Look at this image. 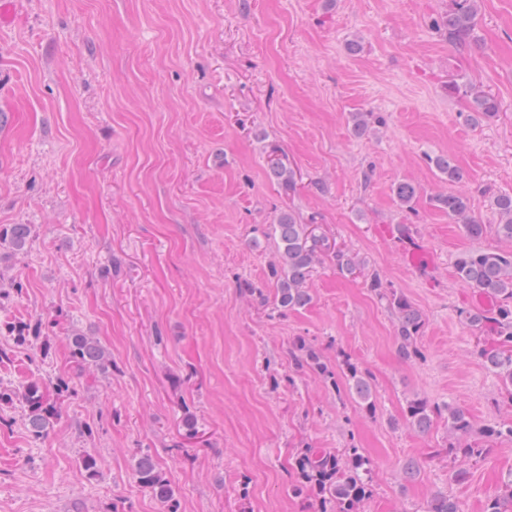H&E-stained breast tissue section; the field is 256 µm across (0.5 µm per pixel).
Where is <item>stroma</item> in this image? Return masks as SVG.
<instances>
[{"label":"stroma","instance_id":"stroma-1","mask_svg":"<svg viewBox=\"0 0 512 512\" xmlns=\"http://www.w3.org/2000/svg\"><path fill=\"white\" fill-rule=\"evenodd\" d=\"M449 3L17 0L0 24V225H32L33 237L0 262L17 283L0 297L11 357L0 387L62 376L75 392L43 440L19 401L0 404V512H166L135 475L144 451L177 512H310L292 491L296 457L352 443L372 465L362 512H422L439 493L483 512L512 477V442L454 458L445 419L422 433L404 416L420 397L478 427L512 423L478 355L483 334L460 316L478 291L454 269L468 249L512 250L492 229L493 195L512 194V0H479L466 49L435 27ZM463 76L497 98L494 120L470 124L468 100L449 89ZM352 112L383 121L358 134ZM273 150L296 190L269 177ZM403 181L419 190L410 208L393 193ZM460 191L488 226L481 238L429 202ZM288 209L366 265L353 276L319 265L311 305L279 315L240 284L268 285L278 252L266 230ZM402 224L426 247L427 272L404 263ZM374 273L423 314L421 359L398 356ZM35 320L46 348L3 330ZM74 331L105 347L108 369L71 377ZM298 338L331 370L347 356L368 372L374 411L295 371Z\"/></svg>","mask_w":512,"mask_h":512}]
</instances>
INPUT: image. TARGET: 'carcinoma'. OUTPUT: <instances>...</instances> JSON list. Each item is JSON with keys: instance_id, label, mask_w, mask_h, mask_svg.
Wrapping results in <instances>:
<instances>
[{"instance_id": "1", "label": "carcinoma", "mask_w": 512, "mask_h": 512, "mask_svg": "<svg viewBox=\"0 0 512 512\" xmlns=\"http://www.w3.org/2000/svg\"><path fill=\"white\" fill-rule=\"evenodd\" d=\"M476 16V0H451L448 14L442 18L439 29L448 34V42L469 47L476 42ZM451 89L455 94L470 98L472 112L469 121L472 124L497 117L499 103L494 96L468 81H456ZM429 161L448 177V181L460 179L459 169L447 157L439 155L429 158ZM267 165L270 173L281 181L285 189H296L295 172L283 166L277 158V151L268 155ZM394 193L401 203L409 205L416 199L418 188L410 182H400L395 186ZM432 203L458 220L469 237L480 238L486 232L487 226L470 214L468 199L463 195L438 194L432 198ZM494 206L501 216V221L495 225L496 234L512 241V195L494 197ZM270 228L277 239L279 251L278 262L270 266L269 272L273 293L268 295L249 282L241 284V287L256 297L260 304L276 312L299 310L311 304L312 296L306 282L316 266L325 261L344 275L361 272L360 263L353 253L330 241L326 234L319 231L318 225L303 223L291 210L279 212ZM31 236L32 226L29 224L0 226V251L5 249L12 255L19 254L26 249ZM454 267L462 283L479 288L495 299L490 309L479 313L467 311L465 316L473 326L487 334L488 344L479 349L478 355L487 368L501 377L512 396V251L466 250L456 256ZM371 286L398 310L396 340L399 356L404 360L421 358L417 338L424 320L419 310L402 294L383 288L376 274L371 275ZM8 330L15 333L18 342L31 344L39 338L40 323L14 324ZM68 341L76 374H81L86 368L108 366L105 350L94 338L73 333ZM290 354L295 367L311 369L332 382L337 390L340 383H345L349 391L357 394L365 411L374 410L369 376L357 365L343 360L341 378L337 379L323 362L321 354L305 340H297ZM68 391L69 381L65 379L45 383L31 380L17 391L0 392V401L19 399L27 408L26 426L29 433L33 438L41 439L49 433L54 420L58 419L60 399ZM442 415L447 416L448 431L456 438V442L448 445L450 455L461 454L477 459L486 452L485 441L512 439V424L490 425L476 431L470 416L460 407L448 404L440 407L424 398H414L406 407V420L420 432L427 431L434 419ZM295 467L299 481L294 491L298 494L304 491L311 493L320 506L318 512H359L360 506L372 496L371 464L353 446L344 449L340 455L307 448L297 458ZM135 473L140 484L166 504L168 512H175L172 489L150 454L140 456ZM424 512H461V509L455 499L436 495L427 502ZM484 512H512V479L505 482L499 494L487 500Z\"/></svg>"}]
</instances>
